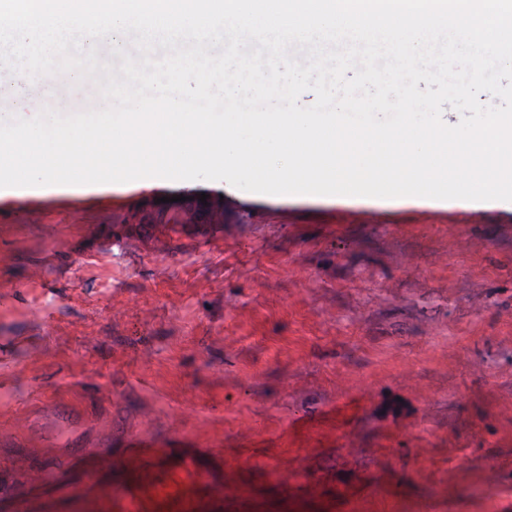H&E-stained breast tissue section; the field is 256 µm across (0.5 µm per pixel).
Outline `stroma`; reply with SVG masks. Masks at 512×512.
I'll return each mask as SVG.
<instances>
[{
    "instance_id": "35a3bbf8",
    "label": "stroma",
    "mask_w": 512,
    "mask_h": 512,
    "mask_svg": "<svg viewBox=\"0 0 512 512\" xmlns=\"http://www.w3.org/2000/svg\"><path fill=\"white\" fill-rule=\"evenodd\" d=\"M0 512H512V202L0 188ZM187 212L184 214L183 224H195L196 207L203 206L208 214L209 223L217 224L223 223L224 208L221 203L217 200H211L207 202V205L202 204L200 201L188 200L187 201Z\"/></svg>"
}]
</instances>
